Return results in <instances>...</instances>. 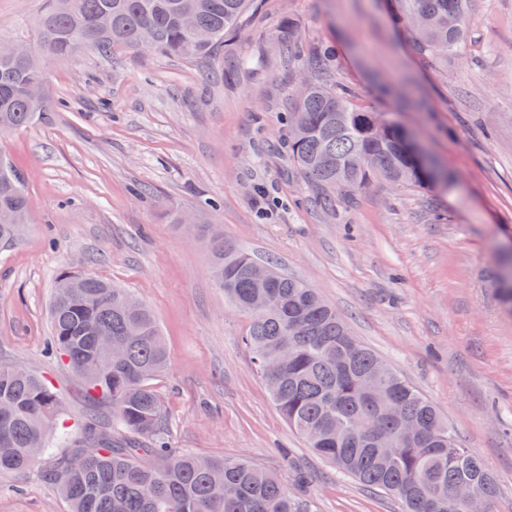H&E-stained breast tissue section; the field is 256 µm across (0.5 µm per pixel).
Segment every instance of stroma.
<instances>
[{"label":"stroma","instance_id":"35a3bbf8","mask_svg":"<svg viewBox=\"0 0 512 512\" xmlns=\"http://www.w3.org/2000/svg\"><path fill=\"white\" fill-rule=\"evenodd\" d=\"M44 0H0V39L35 40ZM390 0H253L246 27L202 63L142 47H80L46 64L52 110L0 138L21 175L28 229L0 248V365L40 373L66 424L89 404L50 357L56 276L88 272L154 313L169 366L153 385L172 452L243 457L310 512H404L315 453L273 404L245 343L250 317L213 284L204 227L301 279L353 336L435 403L512 512V314L495 282L512 253V0H471L462 56L430 68ZM337 48V84L398 121L455 178L431 190L375 183L326 211L284 144L297 71L278 50ZM0 512H68L41 469L0 474Z\"/></svg>","mask_w":512,"mask_h":512}]
</instances>
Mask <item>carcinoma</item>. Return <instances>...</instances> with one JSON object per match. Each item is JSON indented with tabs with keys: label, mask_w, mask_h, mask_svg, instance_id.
<instances>
[{
	"label": "carcinoma",
	"mask_w": 512,
	"mask_h": 512,
	"mask_svg": "<svg viewBox=\"0 0 512 512\" xmlns=\"http://www.w3.org/2000/svg\"><path fill=\"white\" fill-rule=\"evenodd\" d=\"M47 0L33 44L41 58H63L84 45L102 56L117 46L145 47L185 62L210 59L240 32L252 0ZM470 0H400L396 21L415 52L443 66L461 52ZM311 86L288 112V158L331 207L365 185L448 182L436 162L416 166L406 153L408 133L391 119L359 108L351 94L329 83L335 54L323 46L305 54L296 34L280 42ZM43 78L36 62L14 56L0 40V135L31 125L52 110L34 104L28 86ZM29 204L13 166L0 158V245L22 237ZM215 285L233 306L251 314L245 337L271 398L288 426L310 448L366 486L388 491L405 512H465L453 494L463 482L483 484L492 500L496 480L483 461L461 447L439 410L391 370L374 389L363 379L378 357L344 318L305 282L272 271L266 282L251 274L255 258L217 228L207 242ZM498 297L512 311V262L500 260ZM51 351L81 378L86 396L112 407V427L90 422L78 437L60 423L62 403L45 378L23 366H0V473L24 472L46 457L68 512H308L278 476L245 458L171 454L161 399L152 386L168 365L159 324L127 288L79 271L57 275L49 305ZM398 400L418 424V437L384 456L380 435L398 437L383 398ZM74 451L54 456L55 448Z\"/></svg>",
	"instance_id": "carcinoma-1"
}]
</instances>
